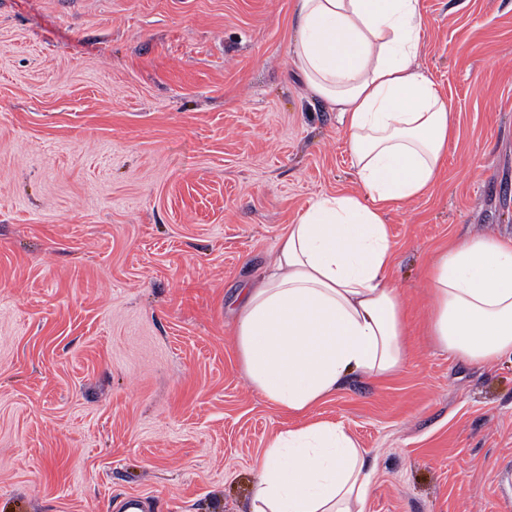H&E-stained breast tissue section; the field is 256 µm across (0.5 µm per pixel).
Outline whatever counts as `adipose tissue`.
I'll return each mask as SVG.
<instances>
[{
	"label": "adipose tissue",
	"mask_w": 512,
	"mask_h": 512,
	"mask_svg": "<svg viewBox=\"0 0 512 512\" xmlns=\"http://www.w3.org/2000/svg\"><path fill=\"white\" fill-rule=\"evenodd\" d=\"M294 65L340 115L358 194L313 200L241 290L236 344L253 388L303 416L351 375L398 372L403 301L388 280L386 216L434 183L455 129L418 63L420 0H295ZM437 347L475 365L512 357V244L470 236L430 272ZM252 512H362L365 453L340 423L279 433L258 461Z\"/></svg>",
	"instance_id": "ef3b65f1"
}]
</instances>
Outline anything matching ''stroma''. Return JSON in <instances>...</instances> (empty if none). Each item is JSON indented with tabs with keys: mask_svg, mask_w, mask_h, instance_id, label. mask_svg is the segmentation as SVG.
<instances>
[{
	"mask_svg": "<svg viewBox=\"0 0 512 512\" xmlns=\"http://www.w3.org/2000/svg\"><path fill=\"white\" fill-rule=\"evenodd\" d=\"M421 3L456 131L388 217L405 364L302 419L252 387L231 313L313 199L358 189L295 0H0V512H251L306 420L365 452L364 512H512V359L441 352L428 280L464 237L512 242V0Z\"/></svg>",
	"mask_w": 512,
	"mask_h": 512,
	"instance_id": "obj_1",
	"label": "stroma"
}]
</instances>
